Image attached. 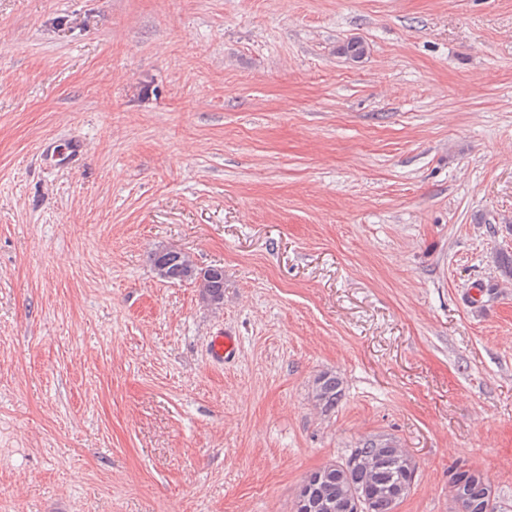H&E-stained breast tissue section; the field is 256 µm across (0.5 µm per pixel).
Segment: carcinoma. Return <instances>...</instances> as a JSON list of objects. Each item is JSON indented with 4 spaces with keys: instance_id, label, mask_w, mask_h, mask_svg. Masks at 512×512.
Segmentation results:
<instances>
[{
    "instance_id": "cac0c4a2",
    "label": "carcinoma",
    "mask_w": 512,
    "mask_h": 512,
    "mask_svg": "<svg viewBox=\"0 0 512 512\" xmlns=\"http://www.w3.org/2000/svg\"><path fill=\"white\" fill-rule=\"evenodd\" d=\"M337 52L351 59L363 56L364 42L351 39L337 48ZM150 264L158 277L168 281L201 282L202 298L209 304L224 302V271L211 267L199 269L182 251L170 248L156 249L150 254ZM343 397V381L333 373L322 375L315 388L317 405L323 412L336 409ZM396 445L390 438L368 436L350 449L343 458L327 463L307 473L299 490L307 491L315 499L329 497L335 504L346 498L352 488L361 490L368 499L370 512H392V501L399 487L410 481L416 465L407 467L396 462ZM461 497L454 512H496V499L488 478L478 469L451 467Z\"/></svg>"
}]
</instances>
